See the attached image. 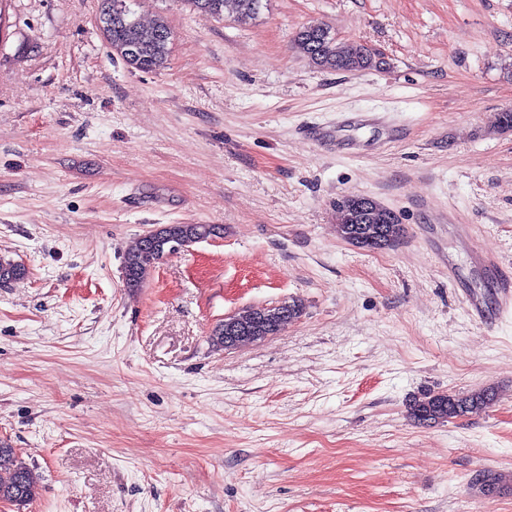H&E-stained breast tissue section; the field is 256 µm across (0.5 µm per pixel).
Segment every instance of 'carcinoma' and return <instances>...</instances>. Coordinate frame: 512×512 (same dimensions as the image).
Returning a JSON list of instances; mask_svg holds the SVG:
<instances>
[{"mask_svg":"<svg viewBox=\"0 0 512 512\" xmlns=\"http://www.w3.org/2000/svg\"><path fill=\"white\" fill-rule=\"evenodd\" d=\"M132 0H101L99 20L106 34L108 47L128 66L143 72L162 67L171 52L172 32L167 23L158 20L150 25L141 23L131 8ZM191 8L220 17L224 12L235 14L237 21L253 20L260 12L262 0H185ZM309 41L312 61L322 69L352 72L369 69L378 64L376 53L361 43L353 45L344 56L336 54L334 33L322 24L309 25L297 33L298 45ZM364 238L361 248L368 251L390 249L400 242L402 233L391 236L382 233L383 224H349L341 220L342 237H347L355 228ZM224 232L222 224H167L163 237L149 245L138 242L135 248L124 255V277L126 287L134 290L142 286L154 264L171 254L166 238L185 241H201ZM24 274L20 265L9 260H0V283L18 279ZM288 312V317L297 318L302 305L296 300L284 301L273 307H248L237 313L239 325L245 338L243 342H254L258 336H273L282 327L279 313ZM498 393L493 389H481L467 394L453 392L426 393L410 404L409 415L420 425L445 422L463 417L477 410L490 408L498 402ZM38 494V484L32 471L17 461L11 449L0 446V497L12 503L31 502Z\"/></svg>","mask_w":512,"mask_h":512,"instance_id":"carcinoma-1","label":"carcinoma"}]
</instances>
